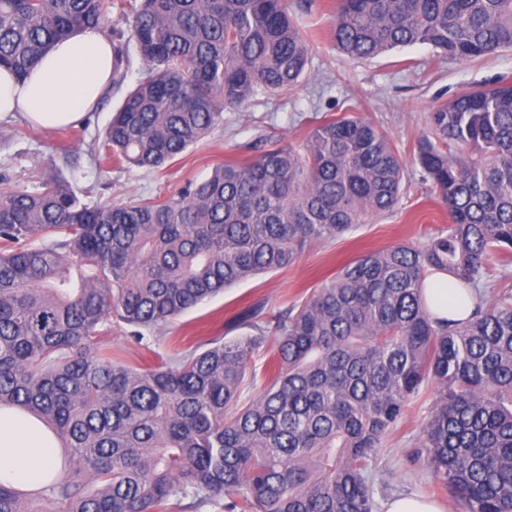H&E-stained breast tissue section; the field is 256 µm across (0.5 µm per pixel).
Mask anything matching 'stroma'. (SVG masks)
<instances>
[{"label": "stroma", "instance_id": "1", "mask_svg": "<svg viewBox=\"0 0 512 512\" xmlns=\"http://www.w3.org/2000/svg\"><path fill=\"white\" fill-rule=\"evenodd\" d=\"M288 5L311 43L312 61L306 74L286 91L260 95L225 110L223 125L165 168L97 166L92 150L122 101L123 94L117 90L104 93L78 126L47 131L18 117L0 119V131L7 135L0 142V173H8L16 185L29 188L44 168L57 165L76 194L92 205L133 198L167 200L188 182L205 179L214 164L247 157L257 136L299 150L318 121L345 115L373 122L388 135L404 162L402 197L394 211L370 216L336 240L308 246L300 261L289 268L225 289L183 313L149 346L136 344L126 328L112 326L102 333L100 343L113 356L138 364L208 338L244 335L248 328L238 316L246 309H260L266 318L277 314L345 263L402 240L425 241L448 222L446 209L435 198L416 160L417 142L437 105L499 77H512V48L486 59L450 61L439 58L432 46L416 44L350 61L337 53L331 40L333 0H288ZM74 154L80 157L78 165L67 166V157ZM436 395L434 382L422 385L414 404L384 438L376 465L377 503L397 495L428 497L432 475L417 456L422 423Z\"/></svg>", "mask_w": 512, "mask_h": 512}]
</instances>
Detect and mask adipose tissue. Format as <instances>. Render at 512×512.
Segmentation results:
<instances>
[{"label": "adipose tissue", "mask_w": 512, "mask_h": 512, "mask_svg": "<svg viewBox=\"0 0 512 512\" xmlns=\"http://www.w3.org/2000/svg\"><path fill=\"white\" fill-rule=\"evenodd\" d=\"M112 42L98 29L79 30L56 45L25 78L0 67V115L20 113L47 129L82 121L112 84ZM427 289L432 313L466 319L472 302L445 274ZM61 448L54 434L36 418L14 408H0V483L22 491L38 487L60 469Z\"/></svg>", "instance_id": "1"}]
</instances>
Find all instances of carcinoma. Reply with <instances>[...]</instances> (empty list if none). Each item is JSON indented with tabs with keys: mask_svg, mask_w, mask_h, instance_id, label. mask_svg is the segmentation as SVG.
Listing matches in <instances>:
<instances>
[{
	"mask_svg": "<svg viewBox=\"0 0 512 512\" xmlns=\"http://www.w3.org/2000/svg\"><path fill=\"white\" fill-rule=\"evenodd\" d=\"M113 7L0 0V66L27 75L76 30L106 28ZM122 18L146 73L98 163L160 169L311 59L287 0H140ZM331 37L353 61L414 44L488 58L512 48V0H335ZM114 50L120 88L127 52ZM252 149L161 203L90 206L51 170L30 190L0 173V406L38 418L65 450L36 492L0 484V512H376L377 450L428 380L438 392L418 460L463 512H512V293L482 291L490 265L512 262V80L430 113L417 160L448 224L424 243L348 262L271 320L244 312L246 336L155 365L112 359L98 341L112 323L141 343L399 205L402 161L361 117L323 120L301 152ZM436 272L471 298L466 320L432 315ZM246 382L262 391L243 404Z\"/></svg>",
	"mask_w": 512,
	"mask_h": 512,
	"instance_id": "cac0c4a2",
	"label": "carcinoma"
}]
</instances>
